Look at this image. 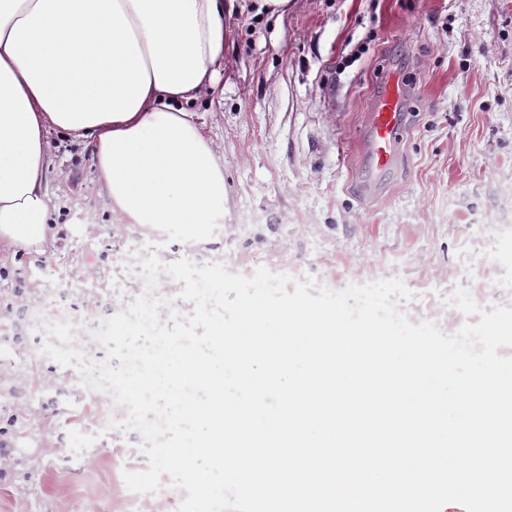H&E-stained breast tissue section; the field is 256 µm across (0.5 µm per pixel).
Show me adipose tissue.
Masks as SVG:
<instances>
[{
	"label": "adipose tissue",
	"instance_id": "obj_1",
	"mask_svg": "<svg viewBox=\"0 0 512 512\" xmlns=\"http://www.w3.org/2000/svg\"><path fill=\"white\" fill-rule=\"evenodd\" d=\"M224 36V0H0V251L54 238L53 131L90 151L113 223L216 243L224 160L188 105L218 94Z\"/></svg>",
	"mask_w": 512,
	"mask_h": 512
}]
</instances>
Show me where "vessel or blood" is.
Returning a JSON list of instances; mask_svg holds the SVG:
<instances>
[{"label":"vessel or blood","instance_id":"b4317fda","mask_svg":"<svg viewBox=\"0 0 512 512\" xmlns=\"http://www.w3.org/2000/svg\"><path fill=\"white\" fill-rule=\"evenodd\" d=\"M414 94V89L403 82L385 79L370 112H367L357 180V192L362 198L378 196L384 177L393 172L401 145L410 131L406 104Z\"/></svg>","mask_w":512,"mask_h":512}]
</instances>
